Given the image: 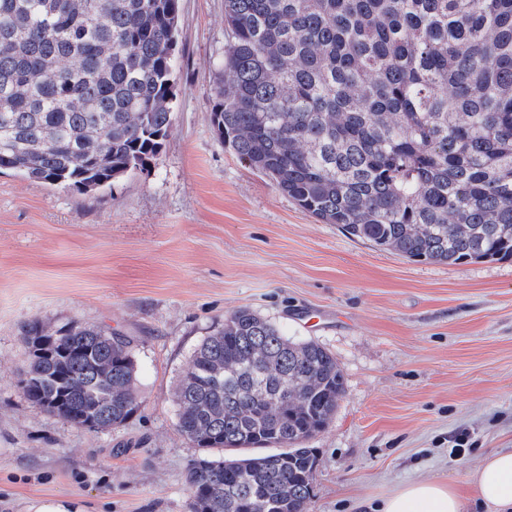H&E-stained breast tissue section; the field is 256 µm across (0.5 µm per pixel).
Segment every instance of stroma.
Instances as JSON below:
<instances>
[{
	"instance_id": "stroma-1",
	"label": "stroma",
	"mask_w": 512,
	"mask_h": 512,
	"mask_svg": "<svg viewBox=\"0 0 512 512\" xmlns=\"http://www.w3.org/2000/svg\"><path fill=\"white\" fill-rule=\"evenodd\" d=\"M224 0H181L174 128L159 160L94 195L0 173V512H188L199 450L174 389L194 347L247 308L327 349L345 394L307 440V512L400 484L463 485L512 448V260L414 261L345 236L212 130ZM78 320L132 337L140 407L92 431L24 397L23 330ZM466 441L462 455L454 438Z\"/></svg>"
}]
</instances>
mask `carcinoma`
<instances>
[{"label": "carcinoma", "mask_w": 512, "mask_h": 512, "mask_svg": "<svg viewBox=\"0 0 512 512\" xmlns=\"http://www.w3.org/2000/svg\"><path fill=\"white\" fill-rule=\"evenodd\" d=\"M180 0H0V171L94 193L159 158ZM217 137L324 224L416 261L512 259V0H224ZM24 397L92 430L139 408L132 341L25 326ZM335 356L249 309L193 350L189 512H306ZM223 448L214 459L208 451Z\"/></svg>", "instance_id": "carcinoma-1"}]
</instances>
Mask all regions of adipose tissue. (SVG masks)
<instances>
[{
    "mask_svg": "<svg viewBox=\"0 0 512 512\" xmlns=\"http://www.w3.org/2000/svg\"><path fill=\"white\" fill-rule=\"evenodd\" d=\"M485 512H512V449L495 452L468 471ZM466 502L452 485L412 480L384 497L376 512H465Z\"/></svg>",
    "mask_w": 512,
    "mask_h": 512,
    "instance_id": "1",
    "label": "adipose tissue"
}]
</instances>
